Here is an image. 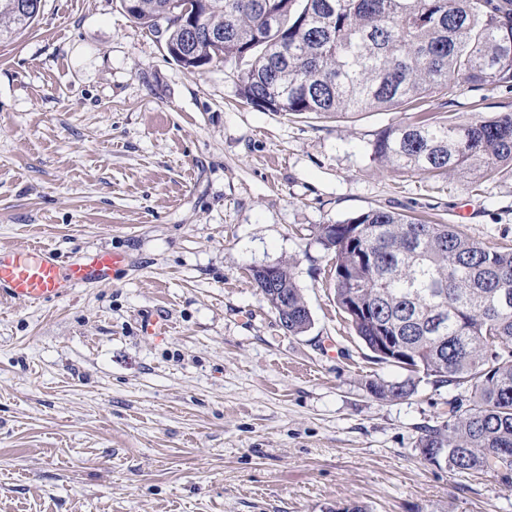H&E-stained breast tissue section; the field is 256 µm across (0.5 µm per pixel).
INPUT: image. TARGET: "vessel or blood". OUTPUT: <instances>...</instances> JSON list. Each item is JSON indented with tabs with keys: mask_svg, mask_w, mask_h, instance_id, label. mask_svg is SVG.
I'll return each mask as SVG.
<instances>
[{
	"mask_svg": "<svg viewBox=\"0 0 512 512\" xmlns=\"http://www.w3.org/2000/svg\"><path fill=\"white\" fill-rule=\"evenodd\" d=\"M123 262L121 254L109 251L65 264L50 250L37 245L0 248V297L31 303L62 299L75 287L101 282Z\"/></svg>",
	"mask_w": 512,
	"mask_h": 512,
	"instance_id": "obj_1",
	"label": "vessel or blood"
}]
</instances>
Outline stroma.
<instances>
[{
  "label": "stroma",
  "instance_id": "1",
  "mask_svg": "<svg viewBox=\"0 0 512 512\" xmlns=\"http://www.w3.org/2000/svg\"><path fill=\"white\" fill-rule=\"evenodd\" d=\"M236 75L183 69L121 0H43L0 42V248L126 257L63 300H0V512H512V473L420 454L456 389L368 391L408 372L338 313L315 235L385 208L512 246V171L477 189L392 172L371 144L407 112H268ZM444 106L491 120L512 91L461 84ZM278 263L311 312L297 336L249 275Z\"/></svg>",
  "mask_w": 512,
  "mask_h": 512
}]
</instances>
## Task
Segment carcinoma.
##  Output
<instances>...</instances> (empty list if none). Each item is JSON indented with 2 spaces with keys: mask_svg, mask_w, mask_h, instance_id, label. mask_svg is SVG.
<instances>
[{
  "mask_svg": "<svg viewBox=\"0 0 512 512\" xmlns=\"http://www.w3.org/2000/svg\"><path fill=\"white\" fill-rule=\"evenodd\" d=\"M0 0V39L31 26L40 12ZM173 0H135L130 17L156 32ZM200 27L224 33L199 43L197 71L240 64L239 93L269 111L346 118L404 108L413 121L383 130L372 159L428 179L450 173L496 180L512 168V113L492 121L434 118L426 100L464 80L476 90L512 89V0H202ZM317 237L333 253L336 306L381 362L411 375L369 380L378 399L413 396L422 381L467 386L468 404H450L448 423L430 429L459 473L512 471V247L488 246L460 224L372 209ZM288 333L312 324L293 273L276 265L273 285L251 273ZM390 336L395 352L379 348Z\"/></svg>",
  "mask_w": 512,
  "mask_h": 512,
  "instance_id": "obj_1",
  "label": "carcinoma"
}]
</instances>
